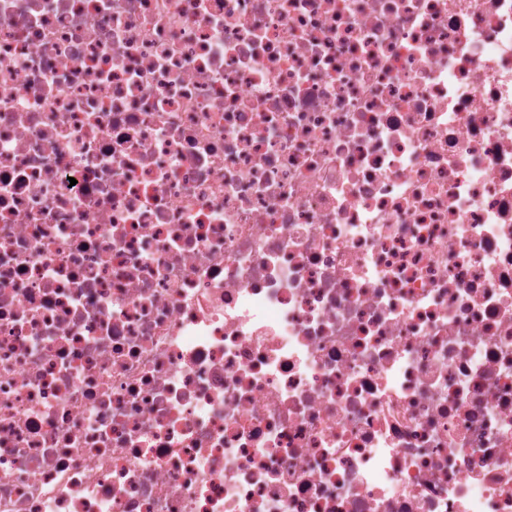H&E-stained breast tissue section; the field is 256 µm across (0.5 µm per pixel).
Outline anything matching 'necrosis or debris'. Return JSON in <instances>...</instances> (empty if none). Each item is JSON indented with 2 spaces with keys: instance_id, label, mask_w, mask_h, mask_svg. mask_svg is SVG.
Masks as SVG:
<instances>
[{
  "instance_id": "obj_1",
  "label": "necrosis or debris",
  "mask_w": 512,
  "mask_h": 512,
  "mask_svg": "<svg viewBox=\"0 0 512 512\" xmlns=\"http://www.w3.org/2000/svg\"><path fill=\"white\" fill-rule=\"evenodd\" d=\"M0 512H512V0H0Z\"/></svg>"
}]
</instances>
